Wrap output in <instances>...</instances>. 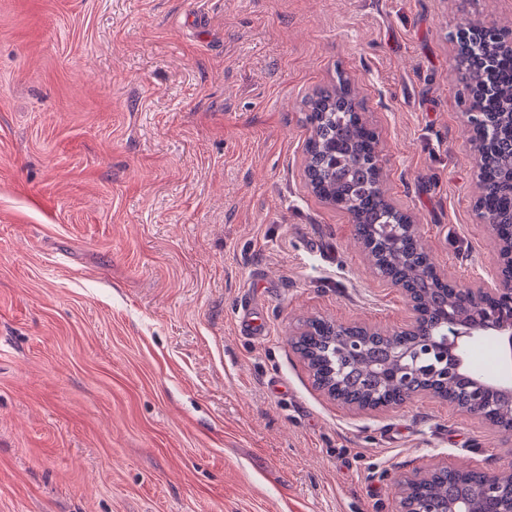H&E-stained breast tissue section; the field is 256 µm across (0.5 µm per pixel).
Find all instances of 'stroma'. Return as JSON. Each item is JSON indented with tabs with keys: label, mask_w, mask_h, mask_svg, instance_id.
<instances>
[{
	"label": "stroma",
	"mask_w": 512,
	"mask_h": 512,
	"mask_svg": "<svg viewBox=\"0 0 512 512\" xmlns=\"http://www.w3.org/2000/svg\"><path fill=\"white\" fill-rule=\"evenodd\" d=\"M470 18L512 0H0V512H398L385 473L512 467L448 401L328 398L289 343L412 317L304 173L338 73L437 269L490 275Z\"/></svg>",
	"instance_id": "35a3bbf8"
}]
</instances>
